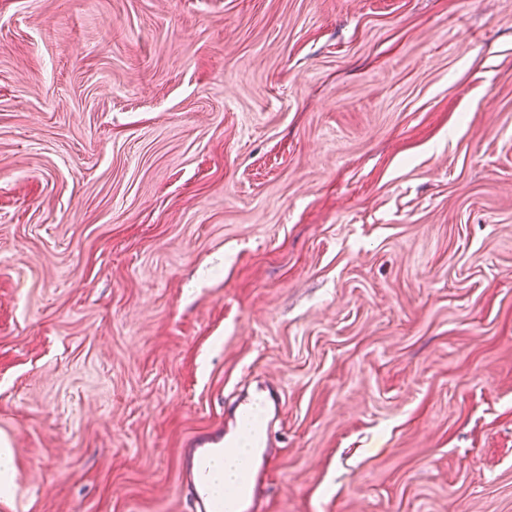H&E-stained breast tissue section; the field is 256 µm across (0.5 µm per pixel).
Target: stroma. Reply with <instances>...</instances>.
Returning a JSON list of instances; mask_svg holds the SVG:
<instances>
[{"label": "stroma", "instance_id": "1", "mask_svg": "<svg viewBox=\"0 0 512 512\" xmlns=\"http://www.w3.org/2000/svg\"><path fill=\"white\" fill-rule=\"evenodd\" d=\"M512 512V0H0V512ZM257 406L273 410L278 416L283 406L282 392L278 387L259 389L253 396L243 399L233 411L232 426L224 429V423L211 430L190 437L182 448L180 486L189 504V512H223L224 503L212 492L211 459L224 456V451L235 448L236 440L243 435L254 438L260 463L255 458L243 474V484L226 494L232 504L226 512H264V502L269 491L268 473L274 460L269 443L270 426L248 427V421Z\"/></svg>", "mask_w": 512, "mask_h": 512}]
</instances>
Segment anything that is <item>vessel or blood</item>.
Segmentation results:
<instances>
[{
    "label": "vessel or blood",
    "instance_id": "vessel-or-blood-1",
    "mask_svg": "<svg viewBox=\"0 0 512 512\" xmlns=\"http://www.w3.org/2000/svg\"><path fill=\"white\" fill-rule=\"evenodd\" d=\"M280 412L282 392L276 387L259 389L243 399L233 412L231 427L216 425L211 430L190 437L181 452L180 486L189 504V512H264L269 491L268 473L274 459L269 443V426L249 427L248 421L256 407ZM249 436L257 444L260 461L247 467L240 486L228 491L225 501H218L212 492L213 457L235 447L239 437Z\"/></svg>",
    "mask_w": 512,
    "mask_h": 512
}]
</instances>
